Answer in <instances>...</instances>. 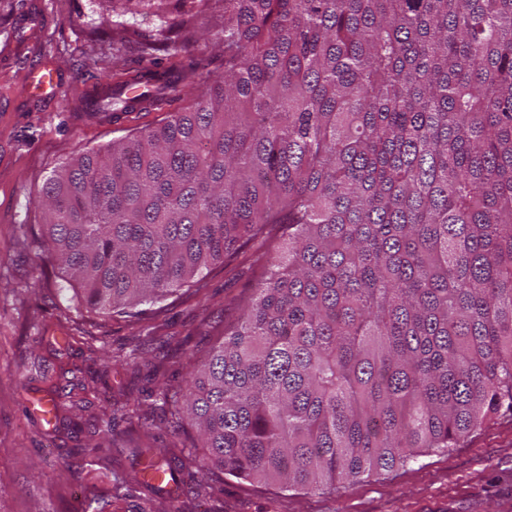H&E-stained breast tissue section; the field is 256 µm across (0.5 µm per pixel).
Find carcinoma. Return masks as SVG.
Wrapping results in <instances>:
<instances>
[{
	"label": "carcinoma",
	"mask_w": 512,
	"mask_h": 512,
	"mask_svg": "<svg viewBox=\"0 0 512 512\" xmlns=\"http://www.w3.org/2000/svg\"><path fill=\"white\" fill-rule=\"evenodd\" d=\"M219 46L199 95L207 43L108 88L95 110L165 117L38 201L39 248L93 312L261 245L241 320L158 386L206 448L186 462L334 492L512 416V0H224Z\"/></svg>",
	"instance_id": "carcinoma-1"
}]
</instances>
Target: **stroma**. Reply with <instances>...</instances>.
I'll list each match as a JSON object with an SVG mask.
<instances>
[{
  "label": "stroma",
  "mask_w": 512,
  "mask_h": 512,
  "mask_svg": "<svg viewBox=\"0 0 512 512\" xmlns=\"http://www.w3.org/2000/svg\"><path fill=\"white\" fill-rule=\"evenodd\" d=\"M185 24L178 56L158 53L160 69L189 63L203 36L224 24L221 6L199 5ZM111 0H0V512H512V418L471 434L460 447L432 451L334 492L284 490L212 470L174 466L171 484L134 481L147 463L146 445L170 460L174 428L157 409L160 382L176 385L202 363L225 326L240 316V298L257 286L250 252L205 270L204 290L156 304L142 317L87 311L76 290L27 246L40 220L38 199L51 170L89 148L106 146L144 127L158 112H95L87 100L101 90L100 73L145 67L139 46L157 34L155 17L123 18L112 32ZM55 73L57 91L34 97L25 83L37 64ZM68 346L55 343L57 335ZM85 385L94 409L77 415L67 394ZM59 391L51 423L29 410L36 396ZM136 411L102 416L109 400ZM101 444L107 473L88 451Z\"/></svg>",
  "instance_id": "1"
}]
</instances>
